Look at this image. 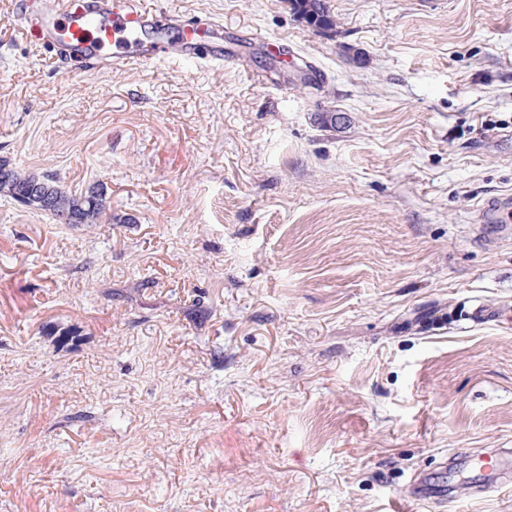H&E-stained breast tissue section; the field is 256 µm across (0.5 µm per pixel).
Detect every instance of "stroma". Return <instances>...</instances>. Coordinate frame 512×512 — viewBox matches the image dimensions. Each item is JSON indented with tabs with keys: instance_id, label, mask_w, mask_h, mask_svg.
Segmentation results:
<instances>
[{
	"instance_id": "stroma-1",
	"label": "stroma",
	"mask_w": 512,
	"mask_h": 512,
	"mask_svg": "<svg viewBox=\"0 0 512 512\" xmlns=\"http://www.w3.org/2000/svg\"><path fill=\"white\" fill-rule=\"evenodd\" d=\"M14 3L0 157L109 210L0 196V512H512L406 490L512 448V0H143L237 62L90 72ZM289 3L294 14L316 30L326 31L333 27L334 21L323 0H289ZM511 201L509 198L495 200L493 202H488L487 204H483L479 206L475 213L474 222L479 225L477 228L480 230L484 227V222H487L490 219H494L498 223H506V220H503L500 215L504 210H507L508 219L510 220V211H511Z\"/></svg>"
}]
</instances>
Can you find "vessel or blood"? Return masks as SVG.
<instances>
[{"instance_id":"b4317fda","label":"vessel or blood","mask_w":512,"mask_h":512,"mask_svg":"<svg viewBox=\"0 0 512 512\" xmlns=\"http://www.w3.org/2000/svg\"><path fill=\"white\" fill-rule=\"evenodd\" d=\"M29 33L61 57L97 60L105 65L136 62L155 65L189 59L214 66L233 61L224 45V30L215 22L188 19L174 22L168 15L147 9L141 0H32ZM512 450L498 448L481 459L478 469L486 482L500 488L512 484L503 459ZM411 499L448 501L454 493L446 481L424 475L411 479Z\"/></svg>"}]
</instances>
